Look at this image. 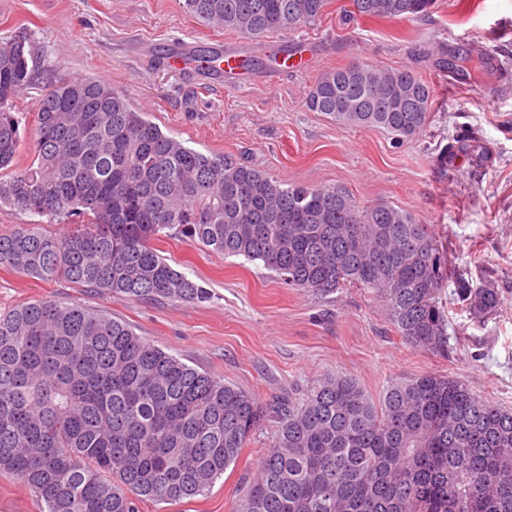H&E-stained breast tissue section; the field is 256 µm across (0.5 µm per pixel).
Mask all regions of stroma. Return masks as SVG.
<instances>
[{
  "label": "stroma",
  "instance_id": "1",
  "mask_svg": "<svg viewBox=\"0 0 512 512\" xmlns=\"http://www.w3.org/2000/svg\"><path fill=\"white\" fill-rule=\"evenodd\" d=\"M184 0H0V41L26 32L37 78L16 100L23 142L33 154V109L48 80L103 79L133 108L185 146L232 155L284 183L332 186L364 205L387 203L428 225L448 262L481 285L495 279L504 303L486 325L471 321L450 287L441 298L448 351L404 343L365 288L328 299L281 284L262 263L210 252L186 236L165 239L163 255L211 294L204 302L121 300L65 282L0 268V312L58 300L107 312L188 364L254 393L262 406L293 396L326 375L355 377L372 397L428 373L462 380L512 409V0H436L418 20L345 19L348 0H331L315 25L297 33L310 49L299 71L276 73L272 55L289 43L224 34L190 16ZM227 44L256 58L243 79L224 84L180 78L152 59L181 40ZM482 50L488 68L474 84L442 66L449 53ZM352 64L410 68L434 88L429 121L413 140L383 129L337 123L309 111L306 95L322 72ZM459 145L447 158L448 144ZM266 422L206 494L140 512H237L243 479L274 438ZM36 494L0 474V512H42Z\"/></svg>",
  "mask_w": 512,
  "mask_h": 512
}]
</instances>
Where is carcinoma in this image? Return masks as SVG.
I'll use <instances>...</instances> for the list:
<instances>
[{"instance_id":"carcinoma-1","label":"carcinoma","mask_w":512,"mask_h":512,"mask_svg":"<svg viewBox=\"0 0 512 512\" xmlns=\"http://www.w3.org/2000/svg\"><path fill=\"white\" fill-rule=\"evenodd\" d=\"M330 0H185L191 16L262 41L322 18ZM352 18L413 20L434 0H350ZM469 56L448 72L471 78ZM23 32L0 42V204L68 220L0 236V267L140 302H203L206 288L155 242L185 233L260 261L288 288L325 299L373 291L408 345L448 352L440 287L471 319L496 315L494 285L451 270L427 225L392 205L360 206L334 187L284 184L165 134L99 79L54 81L34 106L31 162L16 166L15 102L35 80ZM433 90L409 69L356 64L320 74L312 112L414 139ZM276 424L240 512H512V411L426 374L375 403L336 373L265 410L248 391L187 364L100 310L40 300L0 313V472L44 512H140L204 494L247 439Z\"/></svg>"}]
</instances>
